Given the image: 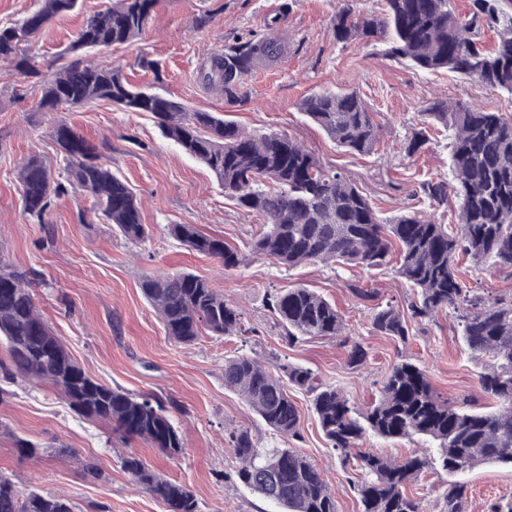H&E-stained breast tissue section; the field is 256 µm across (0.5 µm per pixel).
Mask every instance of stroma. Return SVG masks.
I'll return each mask as SVG.
<instances>
[{
    "label": "stroma",
    "instance_id": "stroma-1",
    "mask_svg": "<svg viewBox=\"0 0 512 512\" xmlns=\"http://www.w3.org/2000/svg\"><path fill=\"white\" fill-rule=\"evenodd\" d=\"M105 2L84 0L80 11L52 20L38 44L42 64L56 62L86 18ZM383 5L384 0H158L143 35L107 58L134 84L172 95L189 110L224 114L257 133L288 134L326 170L354 182L380 219L388 221L420 206L415 192L422 180L449 174L447 135L433 136L416 155L406 153L409 139L424 127L422 110L442 98L512 117V96L484 90L448 71L415 70L406 61L384 57L378 44L337 42L331 24L337 9L378 15ZM202 16L208 23L201 28L197 21ZM278 30L288 34L281 54L246 75L234 100L204 88L199 75L215 52ZM141 54L158 62L159 75L137 67ZM325 89L357 92L374 112L380 140L372 153L337 147L301 112L306 96ZM38 97L33 82L0 62V261L43 275L47 284L36 291L38 304L53 333L89 375L133 394L157 391L173 399L172 420L183 448L171 457L144 440L115 438L110 426L79 415L56 388L19 376L0 385L8 392L0 402V474L21 488L67 497L74 512H95L99 506L108 512H168L167 505L131 483L122 458L132 454L183 485L198 512H278L236 483V461L224 446L225 432L240 428L250 429L262 442L275 440L249 406L224 387V359L238 351L305 365L360 408L374 400L391 366L409 359L426 370L439 396H466L474 407L485 406L479 376L486 361L460 341L451 317L413 322L403 346L373 332L374 304L404 306L413 298L393 265L377 270L318 263L290 268L252 253L250 243L262 218L242 212L202 163L163 138L151 113L97 102L46 114L36 107ZM59 120L93 142L111 143L112 168L135 191L149 228L145 242L126 240L95 215L91 198L74 191L55 200L45 223L24 215L18 166L32 154L57 166L59 147L50 133ZM173 224H193L223 236L241 251L244 265L228 271L218 259L189 250L171 235ZM180 271L208 279L225 300L243 306L257 335L245 342L203 336L188 345L168 338L140 284L148 275ZM298 286L335 303L347 339L284 341L276 315L267 308V295ZM359 288L369 291L370 299L358 298ZM355 340L369 352L357 371L347 365ZM292 398L300 416L297 450L329 479L338 512H361L350 488L353 472L341 465L324 438L308 397L296 391ZM18 436L41 443L47 454L19 455L14 446ZM91 461L101 469V478L86 475L84 466ZM459 480L468 486V512H486L491 501L512 499L511 465L486 464Z\"/></svg>",
    "mask_w": 512,
    "mask_h": 512
}]
</instances>
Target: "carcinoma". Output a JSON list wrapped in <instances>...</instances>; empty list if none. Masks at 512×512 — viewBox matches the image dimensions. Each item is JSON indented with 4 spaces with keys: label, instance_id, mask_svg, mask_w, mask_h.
<instances>
[{
    "label": "carcinoma",
    "instance_id": "cac0c4a2",
    "mask_svg": "<svg viewBox=\"0 0 512 512\" xmlns=\"http://www.w3.org/2000/svg\"><path fill=\"white\" fill-rule=\"evenodd\" d=\"M81 2L39 0L32 15L40 22L25 17L0 27V60L36 80L39 111L107 101L131 112L152 113L164 138L201 161L242 211L264 218V230L253 242L255 253L288 267L323 263L367 269L394 260L396 273L413 288L415 298L404 309L388 302L376 305L371 313L374 332L405 344L411 323L448 311L455 314L467 348L490 361L479 376L483 395L495 402L490 411L475 412L463 398H442L419 365L401 360L391 366L374 402L361 413L340 389L300 364L273 365L246 353L227 357L224 388L240 395L283 438L281 446L262 448L248 429L230 432L225 443L237 462V481L281 512H338L335 493L323 475L291 447L301 437L298 408L288 393L292 387L310 395L318 426L341 463H356L359 474L353 487L362 512H428L425 498L409 494L407 487L437 465L447 473H462L487 463L512 464V296L490 299L476 293L462 267L469 260H490L494 269L512 276V118L440 99L430 103L422 111L424 123L453 130L455 183L430 179L420 184L419 192L433 208L454 195L460 223L450 231L415 209L386 224L352 181L323 169L288 135L254 134L214 112H190L177 99L137 87L121 69L93 59L140 36L157 0H113L111 7L86 19L60 63L43 71L34 47L45 25L80 9ZM385 2L379 16L338 9L332 19L336 40L384 41L387 58H405L431 72L448 70L486 90L512 95V0H472L463 16L450 0ZM486 28L497 34L490 48L482 42ZM282 38L275 34L224 47L202 72L205 87L233 99L245 75L260 61L278 56ZM300 110L350 152L368 154L378 141L373 112L355 92L317 91L301 101ZM51 137L61 152L58 171L36 154L19 167L25 214L43 224L54 198L77 189L94 200L125 239L145 241L149 229L142 223L140 203L109 165L112 148L89 142L63 121L52 126ZM171 234L190 250L220 260L226 271L243 262L223 237L193 224H174ZM40 284L36 271L0 264V341L11 362L3 367L4 378L20 374L49 383L86 419L108 424L124 438L149 441L170 456L180 453L183 444L171 420V398L135 396L86 374L39 309L34 288ZM141 289L166 335L177 343L253 332L244 312L199 275L183 271L147 276ZM268 305L290 344L304 338L335 339L345 331L336 304L311 288L277 291L269 295ZM367 357L363 344L355 342L347 364L358 370ZM369 433L385 439H426L434 444L433 452L392 459L363 451L360 445ZM123 468L135 486L162 500L169 512H197L186 488L149 470L138 457H125ZM441 500L439 512H466L467 485L449 483ZM0 512H73V506L61 495L26 492L0 474Z\"/></svg>",
    "mask_w": 512,
    "mask_h": 512
}]
</instances>
